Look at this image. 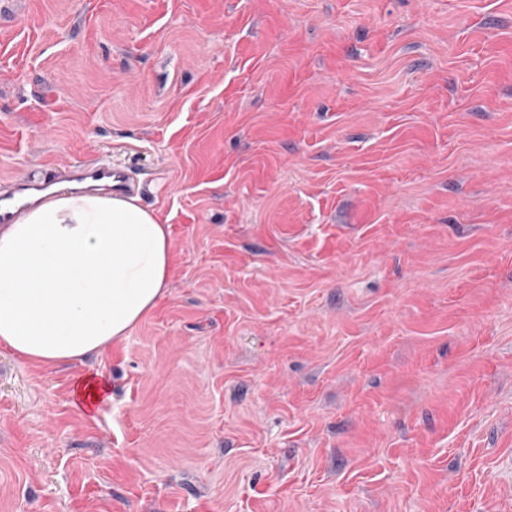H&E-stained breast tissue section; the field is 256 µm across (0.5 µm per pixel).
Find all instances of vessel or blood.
Returning a JSON list of instances; mask_svg holds the SVG:
<instances>
[{"mask_svg": "<svg viewBox=\"0 0 512 512\" xmlns=\"http://www.w3.org/2000/svg\"><path fill=\"white\" fill-rule=\"evenodd\" d=\"M60 183L69 184L77 192L105 191L125 197L141 194L144 189L134 170L114 164L105 157L79 159L59 168H44L12 179L6 189L0 190V227L15 223L38 193Z\"/></svg>", "mask_w": 512, "mask_h": 512, "instance_id": "vessel-or-blood-1", "label": "vessel or blood"}]
</instances>
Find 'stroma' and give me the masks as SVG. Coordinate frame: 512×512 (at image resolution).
I'll return each instance as SVG.
<instances>
[{"mask_svg": "<svg viewBox=\"0 0 512 512\" xmlns=\"http://www.w3.org/2000/svg\"><path fill=\"white\" fill-rule=\"evenodd\" d=\"M86 155L168 289L0 346V512H512V0H0V180Z\"/></svg>", "mask_w": 512, "mask_h": 512, "instance_id": "obj_1", "label": "stroma"}]
</instances>
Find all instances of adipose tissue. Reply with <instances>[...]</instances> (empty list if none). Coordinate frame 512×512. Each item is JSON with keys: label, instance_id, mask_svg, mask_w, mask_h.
<instances>
[{"label": "adipose tissue", "instance_id": "ef3b65f1", "mask_svg": "<svg viewBox=\"0 0 512 512\" xmlns=\"http://www.w3.org/2000/svg\"><path fill=\"white\" fill-rule=\"evenodd\" d=\"M166 228L132 199L63 190L0 230V345L52 367L122 340L163 297Z\"/></svg>", "mask_w": 512, "mask_h": 512}]
</instances>
